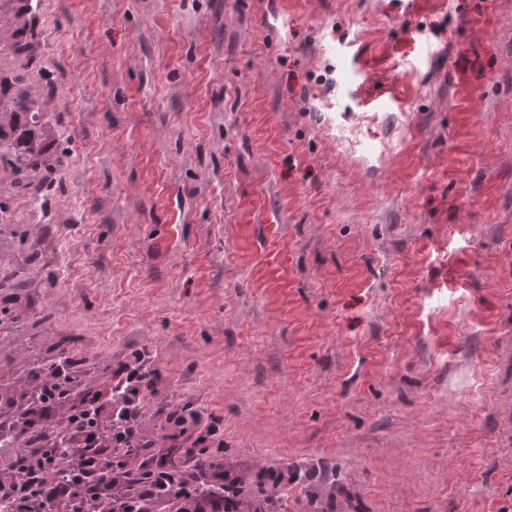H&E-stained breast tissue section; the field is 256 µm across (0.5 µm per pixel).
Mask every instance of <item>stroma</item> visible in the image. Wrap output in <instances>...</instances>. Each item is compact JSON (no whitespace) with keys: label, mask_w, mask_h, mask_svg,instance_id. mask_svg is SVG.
Returning a JSON list of instances; mask_svg holds the SVG:
<instances>
[{"label":"stroma","mask_w":512,"mask_h":512,"mask_svg":"<svg viewBox=\"0 0 512 512\" xmlns=\"http://www.w3.org/2000/svg\"><path fill=\"white\" fill-rule=\"evenodd\" d=\"M0 71V359L69 336L223 427L286 512H512V0H40ZM40 153L41 152L18 150L14 145H0V157H2V154L11 156L16 164L15 169L18 172H22L24 169H29L38 165V162L40 161Z\"/></svg>","instance_id":"stroma-1"}]
</instances>
